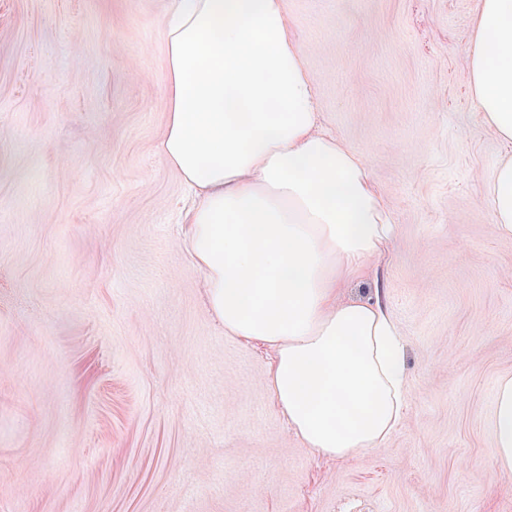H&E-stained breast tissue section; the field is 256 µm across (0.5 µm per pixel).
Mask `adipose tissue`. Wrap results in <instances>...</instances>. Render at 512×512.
Returning a JSON list of instances; mask_svg holds the SVG:
<instances>
[{
  "mask_svg": "<svg viewBox=\"0 0 512 512\" xmlns=\"http://www.w3.org/2000/svg\"><path fill=\"white\" fill-rule=\"evenodd\" d=\"M160 153L190 192L183 246L230 336L264 344L268 391L316 455L382 448L406 408L400 326L380 296L345 298L391 253L394 226L365 160L317 128L316 81L284 0H173ZM467 82L512 145V0H480ZM512 239V154L485 187ZM492 475L512 485V372L493 389Z\"/></svg>",
  "mask_w": 512,
  "mask_h": 512,
  "instance_id": "adipose-tissue-1",
  "label": "adipose tissue"
}]
</instances>
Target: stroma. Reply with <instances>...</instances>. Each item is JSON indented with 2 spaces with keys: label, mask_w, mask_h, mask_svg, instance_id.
<instances>
[{
  "label": "stroma",
  "mask_w": 512,
  "mask_h": 512,
  "mask_svg": "<svg viewBox=\"0 0 512 512\" xmlns=\"http://www.w3.org/2000/svg\"><path fill=\"white\" fill-rule=\"evenodd\" d=\"M320 125L367 163L395 240L407 413L324 459L185 264L162 158L171 0H0V512H512L491 480L512 371V240L481 190L505 151L465 81L479 0H285Z\"/></svg>",
  "instance_id": "1"
}]
</instances>
